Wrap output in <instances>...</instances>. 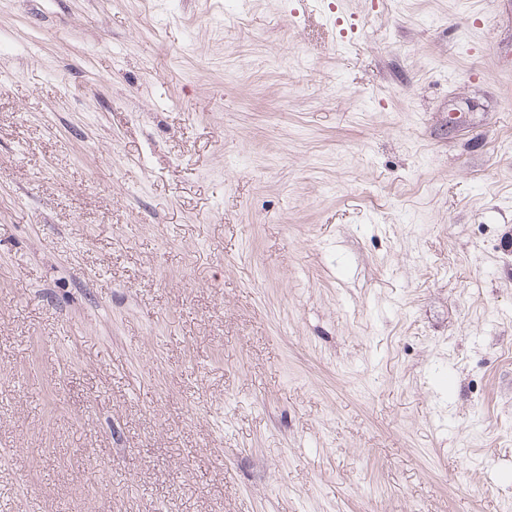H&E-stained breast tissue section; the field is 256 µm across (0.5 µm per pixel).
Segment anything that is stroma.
Masks as SVG:
<instances>
[{
    "instance_id": "35a3bbf8",
    "label": "stroma",
    "mask_w": 512,
    "mask_h": 512,
    "mask_svg": "<svg viewBox=\"0 0 512 512\" xmlns=\"http://www.w3.org/2000/svg\"><path fill=\"white\" fill-rule=\"evenodd\" d=\"M0 451V512H512V0H0Z\"/></svg>"
}]
</instances>
